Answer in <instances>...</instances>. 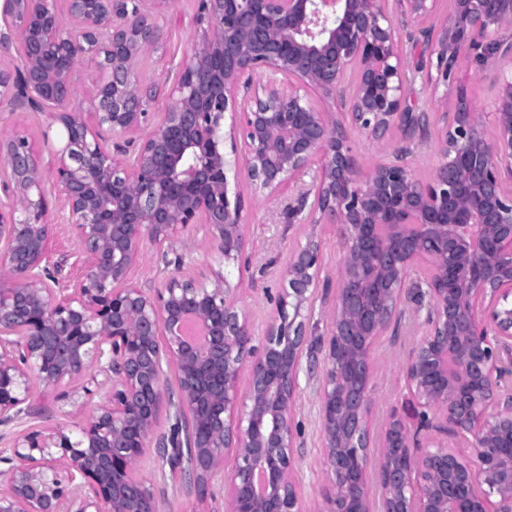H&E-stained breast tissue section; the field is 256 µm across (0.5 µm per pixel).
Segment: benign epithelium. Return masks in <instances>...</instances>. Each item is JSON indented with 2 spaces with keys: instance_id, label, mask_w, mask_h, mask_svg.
Returning a JSON list of instances; mask_svg holds the SVG:
<instances>
[{
  "instance_id": "obj_1",
  "label": "benign epithelium",
  "mask_w": 512,
  "mask_h": 512,
  "mask_svg": "<svg viewBox=\"0 0 512 512\" xmlns=\"http://www.w3.org/2000/svg\"><path fill=\"white\" fill-rule=\"evenodd\" d=\"M385 2L200 0L198 38L155 122L165 86L137 68L160 48L174 0H0V49L19 56L0 64V101L42 115L60 143L45 155L0 135V512H160L136 468L162 413L155 448L179 490L203 502L223 485L225 512H304L291 468L303 370L320 381L321 512H512V0H451L437 28L423 26L437 0H397L396 23ZM409 29L436 57L434 84L455 94L440 113L441 162L422 182L396 148L360 181L348 127L430 139L429 112L404 106ZM463 54L497 73L489 123L459 76ZM304 86L331 105H308ZM227 111L256 189L280 191L318 164L294 212L336 225L343 255L332 281L315 232L293 250L259 346L223 272L180 275L178 248L198 228L224 261L246 262ZM61 220L81 268L65 285L48 258ZM146 240L174 270L158 286L129 281ZM318 303L328 332L313 348ZM414 304L425 332L405 363L412 400L385 417L372 465V351ZM189 321L203 345L183 334ZM35 381L74 383L60 399L76 407L110 388L73 430L27 424Z\"/></svg>"
}]
</instances>
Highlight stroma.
Here are the masks:
<instances>
[{"instance_id": "stroma-1", "label": "stroma", "mask_w": 512, "mask_h": 512, "mask_svg": "<svg viewBox=\"0 0 512 512\" xmlns=\"http://www.w3.org/2000/svg\"><path fill=\"white\" fill-rule=\"evenodd\" d=\"M197 0H181L172 18L164 22V41L157 54L139 75L143 82H152L161 67H174L187 60L197 36L195 15ZM407 79L404 97L408 104L435 112L445 98V87L430 88L416 70L420 60L418 51L404 46ZM243 149L226 153L229 187L244 195L245 252L250 259L241 269L243 291L240 295L253 329L254 344H261L274 315L275 306L270 295L284 286L283 271L291 251L303 243L308 232L306 215L291 217L288 206L294 203L299 191L308 189L316 174L309 167L298 178L296 185L267 196L255 194L243 159ZM423 334L419 321L405 319L398 341L382 339L372 356L371 386L373 390L372 419L381 424L391 408L401 406L407 399L404 365L408 346ZM318 378L301 375L296 400V420L302 430L301 448L295 449L293 465L301 485L302 505L305 512H318L322 504L324 459L318 422Z\"/></svg>"}]
</instances>
